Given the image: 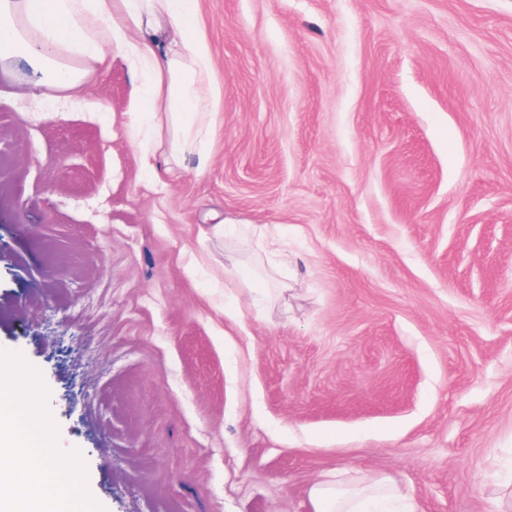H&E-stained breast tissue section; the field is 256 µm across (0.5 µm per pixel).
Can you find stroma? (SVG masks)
<instances>
[{"mask_svg":"<svg viewBox=\"0 0 512 512\" xmlns=\"http://www.w3.org/2000/svg\"><path fill=\"white\" fill-rule=\"evenodd\" d=\"M198 9L201 172L172 127L132 142L119 57L79 107L0 73V350L41 371L104 512H312L314 482L383 477L419 512H500L512 0Z\"/></svg>","mask_w":512,"mask_h":512,"instance_id":"obj_1","label":"stroma"}]
</instances>
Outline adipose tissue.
<instances>
[{"label":"adipose tissue","instance_id":"obj_1","mask_svg":"<svg viewBox=\"0 0 512 512\" xmlns=\"http://www.w3.org/2000/svg\"><path fill=\"white\" fill-rule=\"evenodd\" d=\"M197 0H0V72L25 64L37 84L61 89L79 103L84 76L106 54L121 57L138 76L133 132L168 116L171 155L194 154L211 130L219 81L205 40L195 33ZM396 482L344 488L315 482L313 512H384L401 496Z\"/></svg>","mask_w":512,"mask_h":512}]
</instances>
